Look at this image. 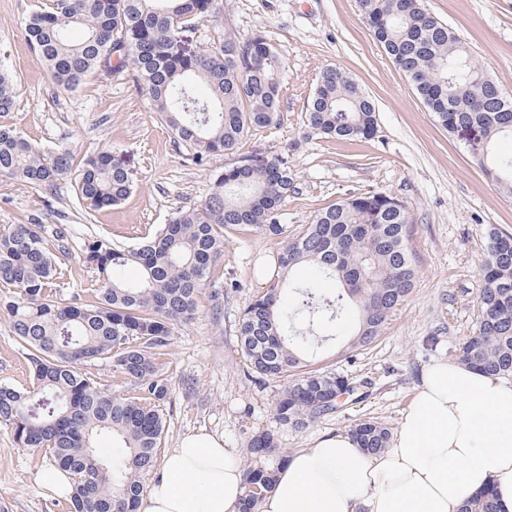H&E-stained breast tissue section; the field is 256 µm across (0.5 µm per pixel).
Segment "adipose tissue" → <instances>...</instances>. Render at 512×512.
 Returning <instances> with one entry per match:
<instances>
[{"mask_svg": "<svg viewBox=\"0 0 512 512\" xmlns=\"http://www.w3.org/2000/svg\"><path fill=\"white\" fill-rule=\"evenodd\" d=\"M243 470L205 431L162 456L138 512H238ZM493 488L512 512V380L460 361L426 367L387 450L346 432L316 437L280 469L260 512H461Z\"/></svg>", "mask_w": 512, "mask_h": 512, "instance_id": "adipose-tissue-1", "label": "adipose tissue"}]
</instances>
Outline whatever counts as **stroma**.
<instances>
[{"mask_svg":"<svg viewBox=\"0 0 512 512\" xmlns=\"http://www.w3.org/2000/svg\"><path fill=\"white\" fill-rule=\"evenodd\" d=\"M39 4L0 0V59L16 76L17 106L8 123L31 143L64 147L78 158L105 147L119 151L133 187L121 205L87 219L73 180L50 189L0 178V225L36 217L48 231L64 229L67 249L57 262L65 272V294L91 283L92 273L80 259L82 238L93 232L124 246L138 243L166 224L174 209L199 205L212 167L241 156L287 160L296 185L283 205L289 229L310 223L345 194L369 190L397 196L412 218L409 246L418 274L406 302L371 346L353 349L348 336H331L312 360L314 367L366 386L367 397L344 399L335 414L298 427L276 420L282 385L252 373L237 341L240 312L262 291L264 277L275 273L283 241L250 225L226 230L214 267L224 281L221 315H213L204 295L195 317L172 328L164 358L169 395L161 406L165 448L206 430L242 452L252 434L266 430L292 453L323 433L349 431L366 417L396 427L424 367L453 360L456 345L475 327L487 230L512 232V194L486 175L463 140L435 121L365 26L357 0H218L203 22L185 32L183 47L196 50L222 40L228 26L243 37L259 31L285 62L280 127L252 132L238 152L214 159L209 168L192 165L176 151L132 70L107 81L87 80L74 91L57 85L25 31L26 17ZM426 4L512 96V0ZM330 66L345 70L374 101V137L333 139L308 128L307 98ZM29 383L21 347L0 316V385ZM48 466L41 451L18 447L10 427L0 424V512H68L67 502L43 495L34 483Z\"/></svg>","mask_w":512,"mask_h":512,"instance_id":"obj_1","label":"stroma"}]
</instances>
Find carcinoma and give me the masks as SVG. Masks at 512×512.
I'll return each mask as SVG.
<instances>
[{
  "instance_id": "carcinoma-1",
  "label": "carcinoma",
  "mask_w": 512,
  "mask_h": 512,
  "mask_svg": "<svg viewBox=\"0 0 512 512\" xmlns=\"http://www.w3.org/2000/svg\"><path fill=\"white\" fill-rule=\"evenodd\" d=\"M215 0H45L26 21L38 60L55 82L75 90L91 77L107 80L131 67L154 111L185 160L206 167L236 152L252 131L281 124L285 63L259 31L238 36L227 26L220 44L198 52L181 47V33L213 9ZM364 22L410 81L435 120L450 134L467 135L470 154L512 193V160L494 144L512 137V98L490 78L487 67L426 8L425 0H359ZM73 28L82 35L73 38ZM16 108L15 82L0 68V117ZM307 125L341 139L376 134L373 100L344 70L323 71L307 102ZM65 148L31 144L16 128L0 124V176L35 187H52L72 173ZM76 196L98 211L131 192L124 162L111 148L84 158ZM288 162L257 164L241 157L211 173L204 202L181 207L167 224L131 247L90 234L81 259L93 269L90 287L66 300L63 272L46 244V225L32 218L0 228V314L26 350L31 387L0 386V423L11 426L21 448H37L72 475L71 512H136L154 472L165 437L161 404L168 395L162 373L171 326L193 318L203 291L220 304L221 286L212 266L224 251V230L249 224L284 239L279 268L310 263L321 279L336 284L294 287L274 279L243 309L240 350L251 371L270 379L297 374L276 399L274 413L298 426L332 414L336 396L355 393L344 376L306 369L314 344L290 330L306 314L331 331L345 329L356 312L350 347H367L381 336L390 315L416 281L408 248L410 217L396 196L377 191L348 194L316 213L300 231L288 233L282 207L294 191ZM139 280L124 278L126 267ZM481 311L471 335L458 343L456 359L490 374L512 377V234L492 227L480 268ZM107 362L135 393L102 390L83 371ZM350 432L369 453L385 450L390 429L370 417ZM111 433L125 453L95 445ZM270 432L247 443L240 512H258L287 461ZM462 512H499L490 491L470 497Z\"/></svg>"
}]
</instances>
